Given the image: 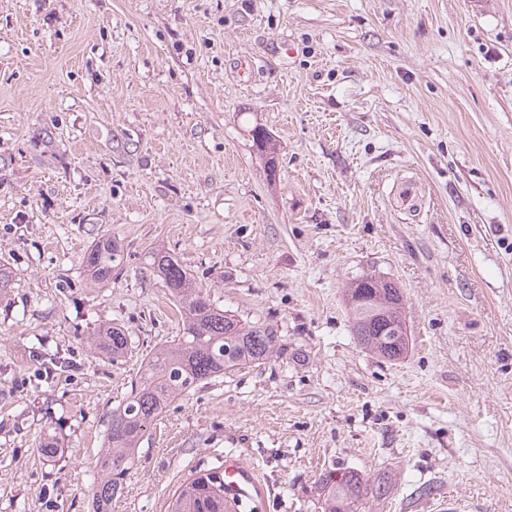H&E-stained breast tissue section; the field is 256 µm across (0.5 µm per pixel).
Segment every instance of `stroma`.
Here are the masks:
<instances>
[{
  "label": "stroma",
  "instance_id": "35a3bbf8",
  "mask_svg": "<svg viewBox=\"0 0 512 512\" xmlns=\"http://www.w3.org/2000/svg\"><path fill=\"white\" fill-rule=\"evenodd\" d=\"M161 247L286 354L173 401L111 512L229 456L256 512H321L331 468L391 474L359 512H512V0H0V512H92L113 407L183 333ZM368 273L403 290V359L352 334ZM40 352L70 370L36 384ZM124 249L115 238L103 237L87 251L83 263L92 282L105 286L112 280V270L123 263ZM89 347L101 352L112 361L123 357L129 348V336L121 326L105 325L89 338Z\"/></svg>",
  "mask_w": 512,
  "mask_h": 512
}]
</instances>
